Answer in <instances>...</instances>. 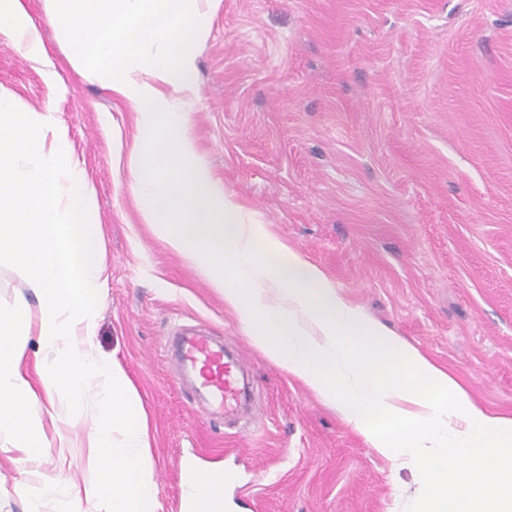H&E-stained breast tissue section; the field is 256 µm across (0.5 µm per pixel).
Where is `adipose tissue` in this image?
I'll list each match as a JSON object with an SVG mask.
<instances>
[{"label": "adipose tissue", "instance_id": "ef3b65f1", "mask_svg": "<svg viewBox=\"0 0 512 512\" xmlns=\"http://www.w3.org/2000/svg\"><path fill=\"white\" fill-rule=\"evenodd\" d=\"M66 59L135 114L124 154L144 223L189 260L252 344L335 407L388 459L428 474L419 512H512V417L369 318L318 265L275 239L200 157L187 110L211 31L199 0H46ZM0 34L46 81L58 73L23 0H0ZM26 274L0 307V455L22 475L24 512H161L141 399L93 338L107 285L82 161L52 109L0 93V260ZM36 305H29V298ZM36 353H29V339ZM66 396L60 413L55 396ZM83 430L75 423L82 415ZM87 453L89 479L41 473L44 449ZM223 471L199 470L190 512H224Z\"/></svg>", "mask_w": 512, "mask_h": 512}]
</instances>
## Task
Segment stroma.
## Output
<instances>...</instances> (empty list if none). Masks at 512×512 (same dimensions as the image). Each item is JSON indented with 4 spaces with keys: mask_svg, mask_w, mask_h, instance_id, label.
I'll list each match as a JSON object with an SVG mask.
<instances>
[{
    "mask_svg": "<svg viewBox=\"0 0 512 512\" xmlns=\"http://www.w3.org/2000/svg\"><path fill=\"white\" fill-rule=\"evenodd\" d=\"M59 81L0 35V91L55 109L93 188L108 288L94 342L137 390L163 512L182 463L237 475L226 512H415L419 465L371 448L245 336L141 223L114 140L133 118L65 57ZM191 121L200 156L344 296L512 417V0H214ZM197 328L238 349L253 407L222 415L174 354Z\"/></svg>",
    "mask_w": 512,
    "mask_h": 512,
    "instance_id": "obj_1",
    "label": "stroma"
}]
</instances>
